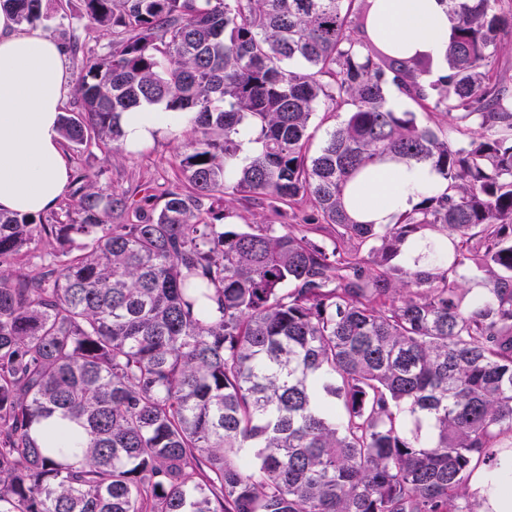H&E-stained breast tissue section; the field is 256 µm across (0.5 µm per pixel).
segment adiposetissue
Returning a JSON list of instances; mask_svg holds the SVG:
<instances>
[{
	"label": "adipose tissue",
	"mask_w": 512,
	"mask_h": 512,
	"mask_svg": "<svg viewBox=\"0 0 512 512\" xmlns=\"http://www.w3.org/2000/svg\"><path fill=\"white\" fill-rule=\"evenodd\" d=\"M371 31L400 56L431 55L444 65L451 32L442 0H377ZM71 87L63 47L38 30H22L0 10V211L38 214L53 208L66 191L71 162L62 145L59 116ZM126 149L151 143L160 132L186 126L181 112L151 108L124 113ZM428 164L386 161L362 170L348 185L346 205L364 224H392L421 199L444 190ZM479 512H512V451L497 468L473 478Z\"/></svg>",
	"instance_id": "obj_1"
}]
</instances>
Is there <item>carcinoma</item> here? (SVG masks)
Listing matches in <instances>:
<instances>
[{"mask_svg":"<svg viewBox=\"0 0 512 512\" xmlns=\"http://www.w3.org/2000/svg\"><path fill=\"white\" fill-rule=\"evenodd\" d=\"M442 2L440 72L375 44L376 0H83L112 41L83 56L64 144L121 157L142 107L190 113L187 139L161 205L78 171L64 216L0 213V512H476L512 441V10ZM0 8L79 50L43 0ZM391 86L484 134L452 143ZM321 101L347 116L312 153ZM385 161L447 187L361 224L344 190ZM226 197H306L336 239L314 217L228 229ZM427 232L448 260L404 264Z\"/></svg>","mask_w":512,"mask_h":512,"instance_id":"cac0c4a2","label":"carcinoma"}]
</instances>
